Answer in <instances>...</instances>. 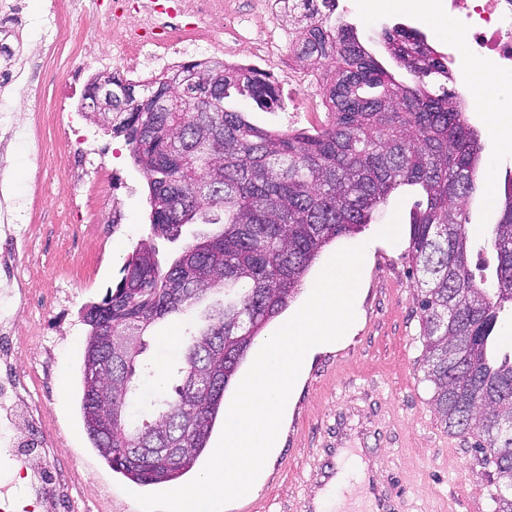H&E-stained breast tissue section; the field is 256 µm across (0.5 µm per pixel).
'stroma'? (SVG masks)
<instances>
[{
	"instance_id": "35a3bbf8",
	"label": "stroma",
	"mask_w": 512,
	"mask_h": 512,
	"mask_svg": "<svg viewBox=\"0 0 512 512\" xmlns=\"http://www.w3.org/2000/svg\"><path fill=\"white\" fill-rule=\"evenodd\" d=\"M49 0H22L29 26L20 28L24 71L0 91V110L15 132L0 143V194L12 213H29L31 230L19 275L25 297L14 300L22 328L40 324L42 335L26 345L30 363L50 358L51 377L26 374L25 381L46 408L48 430L62 449L53 464L68 474V491L58 512H139L133 495L140 487L115 474L91 444L82 418V370L87 328L81 320L88 305L100 302L120 278V269L136 245L150 235L146 178L134 164L123 135L107 133L88 119L81 131L93 135L107 151V163L124 180V220L113 230L104 224L112 203L90 192L85 222L61 223L64 196L60 161L70 134L56 122L60 103L81 102L84 83L66 77L73 68L100 74L96 57L71 47L48 52L36 22ZM336 16L353 23L366 45L396 79L412 75L380 45L383 29L402 23L419 28L428 44L445 53L455 43L456 27L444 0H337ZM297 46L288 43L264 70L278 82L281 106L260 108L249 96L232 94L227 109L250 113L260 126L273 130L315 124L305 114L292 72L304 70ZM465 111L483 144L484 179L464 208L472 241L470 265L476 278L494 284L497 259L487 246L500 218L501 192L512 153L500 152L492 136L489 113L465 97ZM49 187L35 193L39 181ZM424 195L417 186L395 190L386 206L362 232L325 246L304 276L303 286L285 314L293 316L306 302L329 259L345 247L364 246L357 318L341 344L316 352L289 397L288 419L279 433V449L264 466L257 493L227 505L225 512H317L316 498L327 489L322 472L337 437L360 456L377 480L395 489L400 512H494L495 466L476 453L469 439L447 433L435 415L432 387L422 361L421 312L407 256L409 213ZM186 322L172 317L151 330L148 355L166 366L179 354L176 341Z\"/></svg>"
}]
</instances>
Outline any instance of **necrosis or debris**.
<instances>
[{"label":"necrosis or debris","instance_id":"4bbe7bcc","mask_svg":"<svg viewBox=\"0 0 512 512\" xmlns=\"http://www.w3.org/2000/svg\"><path fill=\"white\" fill-rule=\"evenodd\" d=\"M77 9L101 13L103 22L82 34L81 53L113 45V65L142 77L156 65H174L186 53L209 55L220 35L248 42L253 55L265 59L282 46L276 21L259 33L246 21L224 22V0H78ZM449 17L463 34L461 49L476 60L493 62L495 80L512 83V0H447ZM84 135H77L66 155L70 190L64 210L68 223H81L84 186L96 182L111 197L123 185L104 162H92ZM25 351L23 331L14 315L0 316V438L9 439L17 420H24L39 447H47V429L41 405L31 394L21 372Z\"/></svg>","mask_w":512,"mask_h":512}]
</instances>
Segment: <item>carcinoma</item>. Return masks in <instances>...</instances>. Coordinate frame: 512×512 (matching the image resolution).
Segmentation results:
<instances>
[{
    "mask_svg": "<svg viewBox=\"0 0 512 512\" xmlns=\"http://www.w3.org/2000/svg\"><path fill=\"white\" fill-rule=\"evenodd\" d=\"M299 12L298 58L336 59L325 120L273 131L226 108L201 112L193 92L215 101L230 89L266 109L279 85L262 70L191 61L125 83L111 131L124 135L147 178L151 237L139 242L121 278L84 317L124 340L126 356L90 331L81 407L88 435L112 467L140 485L178 480L208 450L224 391L261 330L298 293L305 272L333 240L361 231L402 185L425 201L409 221L408 257L418 274L425 379L448 431L472 436L495 465V512H512V359L489 351L499 312L512 303V175L504 179L495 291L468 265L463 202L477 187L482 145L456 93L434 94L427 79L451 80L446 58L419 29L383 31L389 53L417 78L396 80L360 42L356 27L332 30L316 0H283ZM193 237L164 271L155 240ZM209 304L203 311L198 306ZM173 314L189 318L182 350L157 379L143 358L147 336ZM155 383L152 394L143 387ZM112 415V428L101 420Z\"/></svg>",
    "mask_w": 512,
    "mask_h": 512,
    "instance_id": "obj_1",
    "label": "carcinoma"
}]
</instances>
